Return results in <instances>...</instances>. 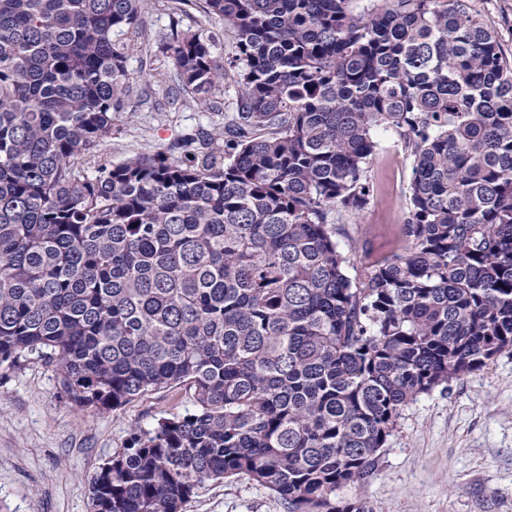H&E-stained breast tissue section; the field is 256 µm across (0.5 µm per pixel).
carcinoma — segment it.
I'll use <instances>...</instances> for the list:
<instances>
[{"label": "carcinoma", "instance_id": "cac0c4a2", "mask_svg": "<svg viewBox=\"0 0 512 512\" xmlns=\"http://www.w3.org/2000/svg\"><path fill=\"white\" fill-rule=\"evenodd\" d=\"M172 12V82L220 108L163 151L88 166L133 92L143 0H0V367H56L133 429L92 512H184L245 477L287 512H369L419 396L512 356V64L465 0H197L226 60ZM413 158L400 252L347 274L336 226L370 195L377 129Z\"/></svg>", "mask_w": 512, "mask_h": 512}]
</instances>
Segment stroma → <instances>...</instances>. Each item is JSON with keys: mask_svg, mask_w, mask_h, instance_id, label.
Listing matches in <instances>:
<instances>
[{"mask_svg": "<svg viewBox=\"0 0 512 512\" xmlns=\"http://www.w3.org/2000/svg\"><path fill=\"white\" fill-rule=\"evenodd\" d=\"M512 58V0H469ZM167 0H146L139 48L127 67L135 92L114 113L99 155L118 162L165 149L200 125L220 131L223 112H210L174 92L164 39ZM379 150L368 173L369 203L359 223L341 227L356 264L397 252L407 212L411 159L395 134H376ZM177 389H162L116 410L78 409L65 399L55 371L30 359L0 368V512H90L89 485L132 428L191 410ZM371 512H512V357L409 404L389 438L378 469L336 493ZM185 512H285L267 488L237 478L205 482Z\"/></svg>", "mask_w": 512, "mask_h": 512, "instance_id": "35a3bbf8", "label": "stroma"}]
</instances>
